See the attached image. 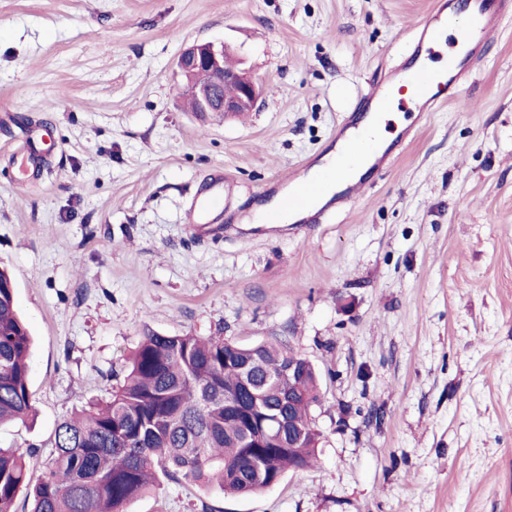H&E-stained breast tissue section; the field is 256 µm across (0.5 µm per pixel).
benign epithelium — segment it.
Masks as SVG:
<instances>
[{"label": "benign epithelium", "instance_id": "benign-epithelium-1", "mask_svg": "<svg viewBox=\"0 0 512 512\" xmlns=\"http://www.w3.org/2000/svg\"><path fill=\"white\" fill-rule=\"evenodd\" d=\"M222 43H193L178 56L176 66L193 94L196 112L206 114L220 111L226 115L251 109L262 88L244 70L224 74ZM234 82L238 91L232 96L224 94V83Z\"/></svg>", "mask_w": 512, "mask_h": 512}]
</instances>
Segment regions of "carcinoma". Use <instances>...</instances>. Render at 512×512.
<instances>
[{
	"mask_svg": "<svg viewBox=\"0 0 512 512\" xmlns=\"http://www.w3.org/2000/svg\"><path fill=\"white\" fill-rule=\"evenodd\" d=\"M12 275L0 269V426L33 411L32 338L16 309ZM296 359L299 372L284 369ZM321 402L313 364L281 339L253 346L221 337L146 331L124 382L55 432V454L36 483L17 449L0 448V512L18 495L29 512H125L160 477L233 495L279 484L316 462ZM299 431L288 442V417Z\"/></svg>",
	"mask_w": 512,
	"mask_h": 512,
	"instance_id": "obj_1",
	"label": "carcinoma"
}]
</instances>
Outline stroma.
I'll return each instance as SVG.
<instances>
[{
  "label": "stroma",
  "instance_id": "stroma-1",
  "mask_svg": "<svg viewBox=\"0 0 512 512\" xmlns=\"http://www.w3.org/2000/svg\"><path fill=\"white\" fill-rule=\"evenodd\" d=\"M434 2L0 0V267L35 408L0 448L39 475L144 331L279 338L320 373L316 465L251 495L164 478L127 512H512V19L340 210L246 221L410 61ZM196 41L262 85L252 111L187 109L176 59ZM44 132L40 178L20 180ZM218 176L229 205L192 230Z\"/></svg>",
  "mask_w": 512,
  "mask_h": 512
}]
</instances>
